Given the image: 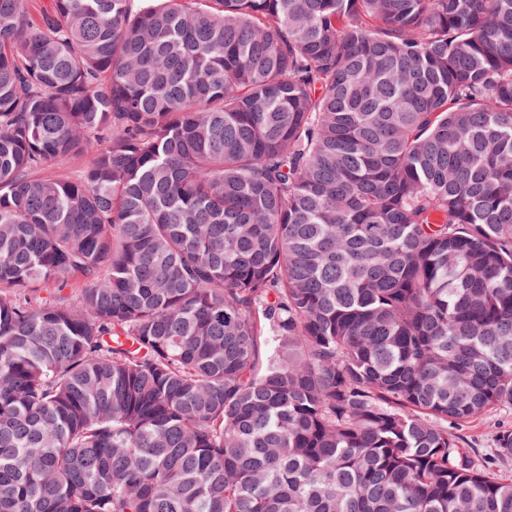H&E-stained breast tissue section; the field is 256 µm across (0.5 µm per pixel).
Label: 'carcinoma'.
<instances>
[{"instance_id": "cac0c4a2", "label": "carcinoma", "mask_w": 512, "mask_h": 512, "mask_svg": "<svg viewBox=\"0 0 512 512\" xmlns=\"http://www.w3.org/2000/svg\"><path fill=\"white\" fill-rule=\"evenodd\" d=\"M505 405L512 0H0V512H512ZM512 428V407L491 410L454 430L461 440L476 448H494L499 432Z\"/></svg>"}]
</instances>
